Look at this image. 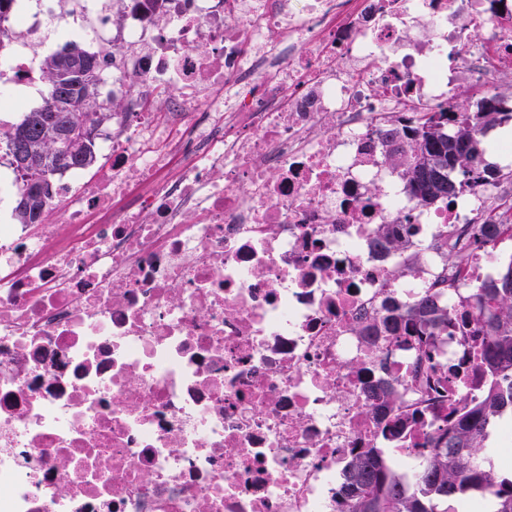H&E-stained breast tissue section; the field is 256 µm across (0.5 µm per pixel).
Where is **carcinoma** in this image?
<instances>
[{
    "instance_id": "carcinoma-1",
    "label": "carcinoma",
    "mask_w": 512,
    "mask_h": 512,
    "mask_svg": "<svg viewBox=\"0 0 512 512\" xmlns=\"http://www.w3.org/2000/svg\"><path fill=\"white\" fill-rule=\"evenodd\" d=\"M99 63L86 56L74 42L49 58L43 70L49 102L8 130L0 131L10 164L21 181L13 213L19 224H41L50 214L48 178L69 168L87 169L97 163L95 136L110 112L101 111L93 81ZM492 95L479 104L454 100L451 108L440 107L418 126L406 130L404 146L388 156L401 171L410 190L425 206H447L461 191L486 182L507 179L484 159L481 133L506 120L512 112L498 107ZM23 148L29 167L16 164L15 151ZM494 224H475L471 235L489 244ZM382 248L400 251L403 237L390 228L381 230ZM471 311L458 327H476L485 338L481 364L488 374L484 388L470 398L465 416L437 429L432 446L418 465L413 482L396 469L381 448H365L344 468L340 498L344 512H440L450 500L466 502L469 512H512V476L502 473L490 455L488 439L500 419L512 414V266L500 271L469 297ZM448 306L437 294L423 296L406 313L372 316L365 330L393 336H415L425 343L448 334ZM427 364L423 386L438 394L445 375L438 372L432 353L419 360Z\"/></svg>"
}]
</instances>
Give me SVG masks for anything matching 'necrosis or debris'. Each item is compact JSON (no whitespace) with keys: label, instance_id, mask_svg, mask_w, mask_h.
Here are the masks:
<instances>
[{"label":"necrosis or debris","instance_id":"1","mask_svg":"<svg viewBox=\"0 0 512 512\" xmlns=\"http://www.w3.org/2000/svg\"><path fill=\"white\" fill-rule=\"evenodd\" d=\"M68 39L124 108L96 177L50 178L62 233L0 224V512H338L356 449L420 461L483 338H433L432 398L413 339L364 317L443 274L465 314L512 260V231L466 229L512 194L428 208L386 134L512 73V0H0V112ZM432 360V353H425V355L422 356L419 360V368L422 367L423 363L427 364V370L425 371V376L423 377V386L429 393L438 394L442 389L445 375L438 372Z\"/></svg>","mask_w":512,"mask_h":512}]
</instances>
